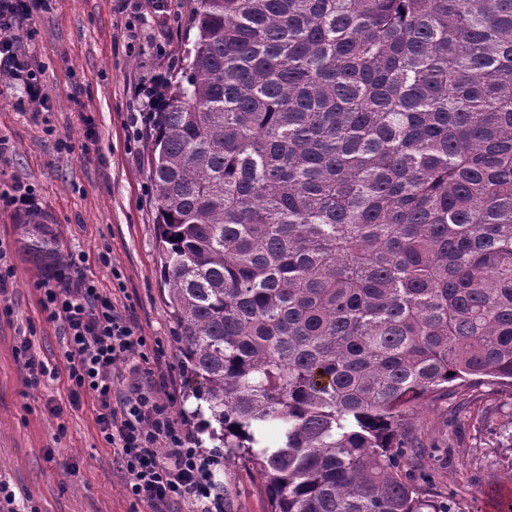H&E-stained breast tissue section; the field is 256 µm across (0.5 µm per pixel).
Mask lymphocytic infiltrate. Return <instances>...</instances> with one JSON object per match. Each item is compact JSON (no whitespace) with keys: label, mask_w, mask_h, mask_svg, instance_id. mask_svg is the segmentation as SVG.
Wrapping results in <instances>:
<instances>
[{"label":"lymphocytic infiltrate","mask_w":512,"mask_h":512,"mask_svg":"<svg viewBox=\"0 0 512 512\" xmlns=\"http://www.w3.org/2000/svg\"><path fill=\"white\" fill-rule=\"evenodd\" d=\"M25 0H0V60L14 76L26 77L31 98H38L35 77L17 54V40L8 33L16 18L26 16ZM82 255H73L42 283V311L58 324L66 342L65 367H52L32 353L23 339L17 361L27 387L44 378L64 379L68 401L76 405L82 394L96 401V423L107 445L121 451L127 474L125 490L146 503L151 512H169L178 498H210L218 487L199 449L187 447L172 416L170 372L161 351L150 350L145 336L118 310L83 271ZM126 370H119V363Z\"/></svg>","instance_id":"f902f5d3"}]
</instances>
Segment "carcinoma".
<instances>
[{
	"label": "carcinoma",
	"instance_id": "1",
	"mask_svg": "<svg viewBox=\"0 0 512 512\" xmlns=\"http://www.w3.org/2000/svg\"><path fill=\"white\" fill-rule=\"evenodd\" d=\"M193 2L148 147L211 439L271 512H455L401 422L512 386V0Z\"/></svg>",
	"mask_w": 512,
	"mask_h": 512
}]
</instances>
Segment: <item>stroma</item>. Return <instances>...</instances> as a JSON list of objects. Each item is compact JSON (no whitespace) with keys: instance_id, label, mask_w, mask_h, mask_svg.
Instances as JSON below:
<instances>
[{"instance_id":"35a3bbf8","label":"stroma","mask_w":512,"mask_h":512,"mask_svg":"<svg viewBox=\"0 0 512 512\" xmlns=\"http://www.w3.org/2000/svg\"><path fill=\"white\" fill-rule=\"evenodd\" d=\"M28 33L18 48L40 82L31 101L0 64V196L32 189L58 235L62 255L81 254L85 272L158 342L170 368V407L203 456L219 457L215 480L231 494L209 512H269L255 469L226 462L203 431L201 402L186 385L178 328L159 274L156 191L148 158L149 95L179 76L195 30L191 0H28ZM69 150L59 151V140ZM21 212L0 206V257L15 269L0 317V480L14 492L0 512H150L126 496L119 451L102 440L94 400L52 414L64 381L25 384L16 359L22 337L37 356L64 365L59 325L47 322L39 286L44 270L22 242ZM110 253L111 265L99 256ZM408 439L430 451L434 493L458 490L459 512H492L512 495V387L479 385L457 399L424 401L405 415Z\"/></svg>"}]
</instances>
